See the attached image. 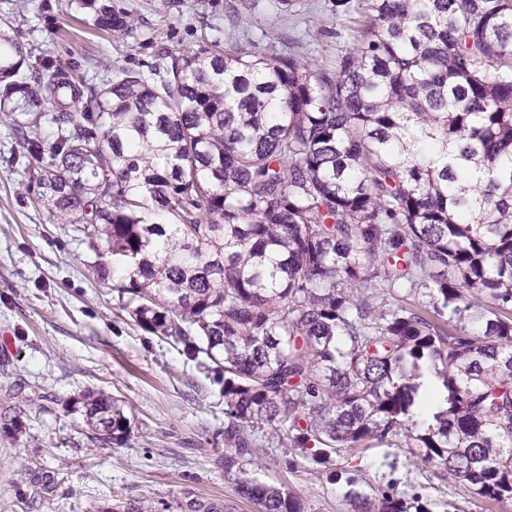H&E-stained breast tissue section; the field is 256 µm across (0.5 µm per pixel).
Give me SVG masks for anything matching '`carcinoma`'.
Segmentation results:
<instances>
[{"label":"carcinoma","mask_w":512,"mask_h":512,"mask_svg":"<svg viewBox=\"0 0 512 512\" xmlns=\"http://www.w3.org/2000/svg\"><path fill=\"white\" fill-rule=\"evenodd\" d=\"M93 25L128 36L112 0ZM333 71L203 46L124 69L77 108L67 72L0 19V120L27 192L95 254L146 333L224 376V471L260 512H305L260 481L244 428L269 424L324 468L338 448H403L475 498L512 500V0H357ZM52 113L56 138L24 129ZM101 128V133L94 129ZM448 407L425 417L420 379ZM103 447L118 401L83 402ZM358 512H432L347 493Z\"/></svg>","instance_id":"cac0c4a2"}]
</instances>
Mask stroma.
Here are the masks:
<instances>
[{"mask_svg":"<svg viewBox=\"0 0 512 512\" xmlns=\"http://www.w3.org/2000/svg\"><path fill=\"white\" fill-rule=\"evenodd\" d=\"M132 15L118 38L88 24L82 0H0L14 34L51 69L83 76L82 94L123 69L149 72L165 55L207 43L294 52L334 64L354 41L336 0H112ZM28 159L0 123V512H110L146 503L184 512L190 501L258 512L224 471V384L203 359L143 332L76 225L35 206ZM118 400L130 421L120 443L94 445L81 401ZM247 470L296 493L305 512H352L350 488L385 485L422 495L447 512H512V502L474 499L463 484L413 466L400 448L337 449L326 470L297 459L270 426L246 429ZM356 486H349V479Z\"/></svg>","mask_w":512,"mask_h":512,"instance_id":"35a3bbf8","label":"stroma"}]
</instances>
